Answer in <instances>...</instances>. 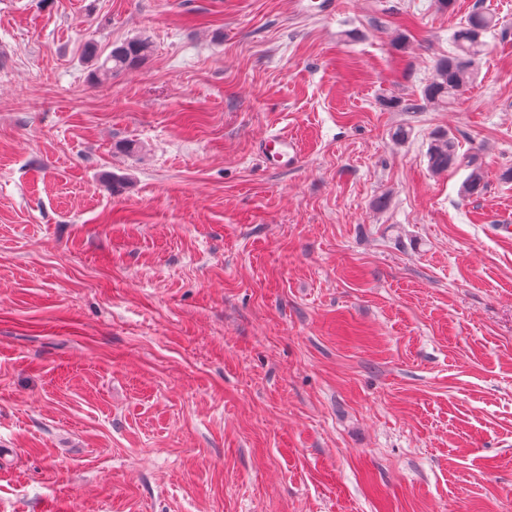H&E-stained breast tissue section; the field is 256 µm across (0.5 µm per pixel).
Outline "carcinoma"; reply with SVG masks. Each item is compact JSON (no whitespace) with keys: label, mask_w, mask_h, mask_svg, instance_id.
Returning a JSON list of instances; mask_svg holds the SVG:
<instances>
[{"label":"carcinoma","mask_w":512,"mask_h":512,"mask_svg":"<svg viewBox=\"0 0 512 512\" xmlns=\"http://www.w3.org/2000/svg\"><path fill=\"white\" fill-rule=\"evenodd\" d=\"M494 16L476 5L453 30L451 50L439 57L432 79L421 89V100L432 108H444L461 97L470 88L478 74V64L488 48L486 36L496 30ZM152 45L147 39H132L115 45L107 55L94 46L86 49L96 79H110L112 74L141 65L150 55ZM427 165L434 174H442L462 163L456 138L445 130L431 135L426 153ZM466 167L470 169L462 184L466 196L480 195L486 187L485 171L476 156H471Z\"/></svg>","instance_id":"obj_1"}]
</instances>
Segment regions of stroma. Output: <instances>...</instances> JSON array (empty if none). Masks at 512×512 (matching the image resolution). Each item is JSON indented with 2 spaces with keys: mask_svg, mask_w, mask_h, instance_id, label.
Instances as JSON below:
<instances>
[{
  "mask_svg": "<svg viewBox=\"0 0 512 512\" xmlns=\"http://www.w3.org/2000/svg\"><path fill=\"white\" fill-rule=\"evenodd\" d=\"M335 2L0 0V512H512V0ZM494 16L476 5L459 22L451 35V50L436 60L432 79L421 89L426 106L444 108L470 88L478 74V64L488 48L485 39L496 30ZM151 49L149 40L139 38L113 46L103 59L102 54L94 46H88L85 54L88 61L92 63L93 77L105 80L112 78L114 73L141 65L150 55ZM458 142L448 131L438 130L431 135L426 158L429 170L434 174H442L449 168L462 163L458 153ZM466 167L470 169V172L462 184V192L466 196L482 194L486 187L485 171L475 155L470 157Z\"/></svg>",
  "mask_w": 512,
  "mask_h": 512,
  "instance_id": "stroma-1",
  "label": "stroma"
}]
</instances>
